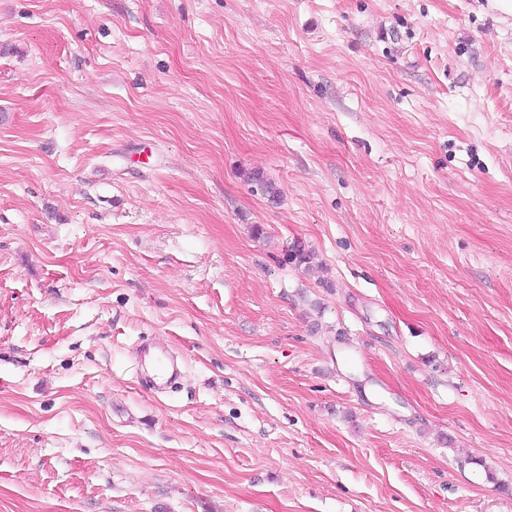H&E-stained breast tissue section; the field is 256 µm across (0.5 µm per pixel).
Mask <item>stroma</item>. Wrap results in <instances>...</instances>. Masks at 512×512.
<instances>
[{
	"instance_id": "obj_1",
	"label": "stroma",
	"mask_w": 512,
	"mask_h": 512,
	"mask_svg": "<svg viewBox=\"0 0 512 512\" xmlns=\"http://www.w3.org/2000/svg\"><path fill=\"white\" fill-rule=\"evenodd\" d=\"M0 512H512V17L0 0Z\"/></svg>"
}]
</instances>
